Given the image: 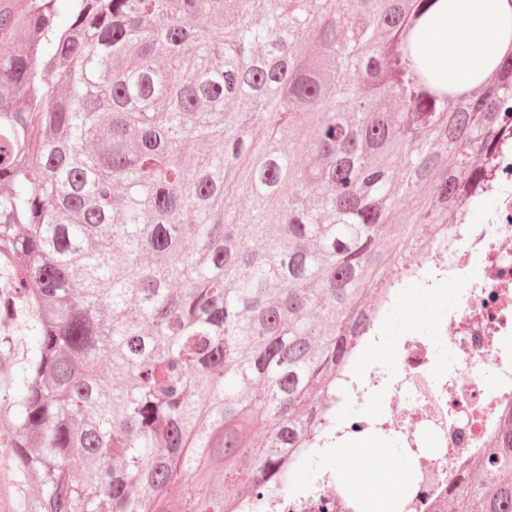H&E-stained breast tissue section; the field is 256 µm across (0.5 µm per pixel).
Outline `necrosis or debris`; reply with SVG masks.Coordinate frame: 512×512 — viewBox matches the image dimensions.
<instances>
[{
  "mask_svg": "<svg viewBox=\"0 0 512 512\" xmlns=\"http://www.w3.org/2000/svg\"><path fill=\"white\" fill-rule=\"evenodd\" d=\"M488 220L452 224L441 262L430 270L429 300L448 283L459 286L453 306L431 323L408 328L396 323L400 300H392L375 344L388 349L384 361L360 369L376 389L361 394L339 385L337 403L362 399L354 420H339L327 432L337 450L362 469L364 486L379 469L365 466L359 442L391 436L402 449L405 478L389 491L393 512H440L453 485L512 417V185L491 193ZM314 492L281 491L259 512H357L359 502L338 469L318 468Z\"/></svg>",
  "mask_w": 512,
  "mask_h": 512,
  "instance_id": "1",
  "label": "necrosis or debris"
}]
</instances>
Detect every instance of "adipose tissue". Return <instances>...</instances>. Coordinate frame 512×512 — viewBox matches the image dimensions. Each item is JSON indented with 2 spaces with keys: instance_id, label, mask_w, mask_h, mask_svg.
I'll return each instance as SVG.
<instances>
[{
  "instance_id": "obj_1",
  "label": "adipose tissue",
  "mask_w": 512,
  "mask_h": 512,
  "mask_svg": "<svg viewBox=\"0 0 512 512\" xmlns=\"http://www.w3.org/2000/svg\"><path fill=\"white\" fill-rule=\"evenodd\" d=\"M510 23L512 0H435L417 25V52L467 89L512 50V39L502 34Z\"/></svg>"
}]
</instances>
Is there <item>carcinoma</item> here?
<instances>
[{"mask_svg": "<svg viewBox=\"0 0 512 512\" xmlns=\"http://www.w3.org/2000/svg\"><path fill=\"white\" fill-rule=\"evenodd\" d=\"M432 2L0 0L26 512H226L287 481L387 290L505 180L512 51L452 89L412 61ZM471 467L446 512H512V420Z\"/></svg>", "mask_w": 512, "mask_h": 512, "instance_id": "1", "label": "carcinoma"}]
</instances>
